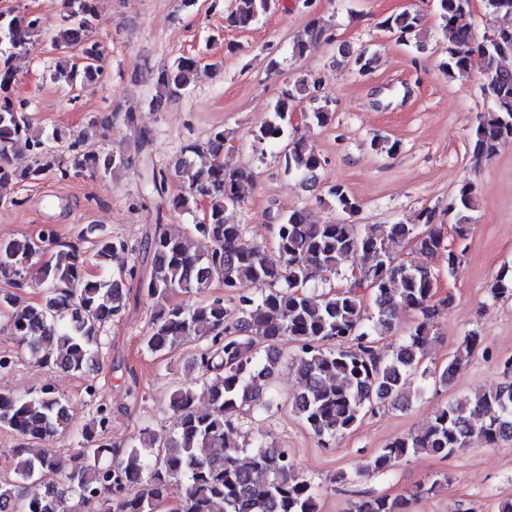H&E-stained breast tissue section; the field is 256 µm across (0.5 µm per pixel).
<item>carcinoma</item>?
Returning <instances> with one entry per match:
<instances>
[{"instance_id": "cac0c4a2", "label": "carcinoma", "mask_w": 512, "mask_h": 512, "mask_svg": "<svg viewBox=\"0 0 512 512\" xmlns=\"http://www.w3.org/2000/svg\"><path fill=\"white\" fill-rule=\"evenodd\" d=\"M63 3L66 15L55 27L42 15L0 11V203L17 204L16 185L39 181L51 171L62 180L87 174L107 178L131 164L124 153L96 146L97 133L89 128L77 134L55 128L43 136L33 128L27 102L14 97V55L44 40L65 55L78 47L89 59L83 64L68 57L58 62L52 81L73 88L103 77V50L91 36L97 0ZM278 6L279 0H234L225 22L245 30ZM436 7L449 31L443 73L450 78L467 74L476 51L489 78L491 106L477 116L470 136L472 156L479 162L512 144V70L501 66L512 58V0H486L501 24L493 37L480 42L456 24L470 11L471 0H436ZM418 23V14L403 11L387 16L379 27L406 45ZM334 39L333 26L313 17L294 41L293 54L301 56L309 45ZM348 63L367 76L376 58L362 51ZM197 68L198 61L190 56L162 64L155 73L152 110L164 109L175 95L190 89ZM320 89L319 77L304 74L276 100L271 119L254 138L263 143L287 137L296 100L303 94L316 100ZM226 140L224 128L215 127L205 141L183 148L175 175L185 178L184 187L173 197L167 194L165 169L151 167L146 186L160 204L140 244L149 263L146 271L134 262L106 279L90 276L80 248L87 235L93 236L92 259L104 271L117 253L128 250L126 241L97 235L91 228L77 243L59 242L49 225L35 237L0 240L1 282L20 289L36 267L48 287L46 300L33 305H21L15 293L0 291V309L10 312L7 335L38 362L81 377L98 371L108 348L107 329L125 304L124 286L130 282L155 305L142 337L144 348L170 354L191 344L197 374L194 382L179 384L168 395L173 429L156 433L144 428L123 449L107 440L112 407L99 386L88 382L84 399L93 417L81 429L80 448L67 460L29 447L52 440L71 425V406L52 385L34 396L0 391V429L21 441L15 449V480H0V512H157L174 492L182 512H319L321 487L298 471L290 449L260 440L249 453L248 444L237 439L244 418L280 409L268 389L282 362L279 345H295L290 368L301 386L290 409L323 445L388 403H409L413 379L428 377L421 358L449 301H434L438 273L432 265L403 260L399 252L408 244L427 258L445 250L435 211L422 210L417 224H381L367 233L344 218L317 224L296 210L274 225L276 246L270 249L248 240L244 226L233 219L241 203L239 188L253 175L224 168L220 158ZM15 152L29 154L32 165L21 171L11 168L9 155ZM196 156L212 162L198 165ZM283 161L286 173L306 183L316 181L321 162L304 138L287 142ZM328 194L343 214L359 211L357 199L343 184L329 186ZM202 202L207 203V223L192 224L181 235L162 223L163 207L193 214ZM475 205V185L465 179L448 206L455 212L453 230L460 240L470 232L469 212ZM50 247L57 251L40 261ZM461 256L447 251L448 275L456 274ZM349 260L365 276L371 314L364 307L365 294L354 285L328 292L309 288L312 281L327 282L340 274ZM216 279L224 286L222 296L208 294ZM179 292L192 300L173 302ZM490 294L494 299L512 296V267L501 270ZM403 308L419 312L421 320L390 356L382 357L376 344L392 331L395 313ZM479 343L475 332L463 336L441 369L439 383H448ZM503 374L505 381L496 386L437 408L425 430L394 439L369 457L365 469L386 472L416 454L446 458L474 443L493 445L512 438V357L503 362ZM201 395L209 403L204 413L196 408ZM29 481L47 492L25 494L21 484ZM438 485L433 480L418 484L409 495L365 496L352 512H412L414 501Z\"/></svg>"}]
</instances>
